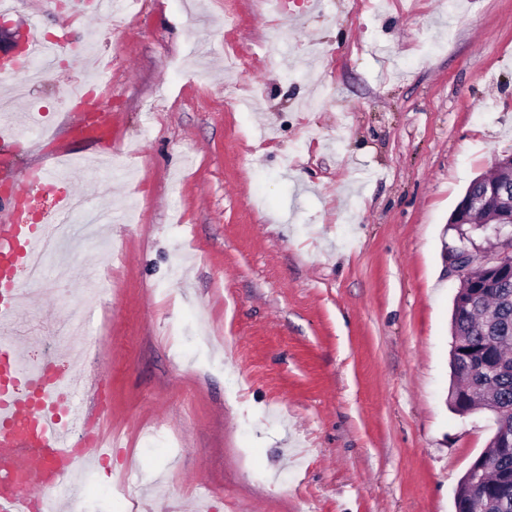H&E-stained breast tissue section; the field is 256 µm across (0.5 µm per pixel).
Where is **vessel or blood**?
<instances>
[{"instance_id": "vessel-or-blood-1", "label": "vessel or blood", "mask_w": 512, "mask_h": 512, "mask_svg": "<svg viewBox=\"0 0 512 512\" xmlns=\"http://www.w3.org/2000/svg\"><path fill=\"white\" fill-rule=\"evenodd\" d=\"M39 21L26 24V51L49 65L56 47L37 36ZM117 117L99 104L96 119L78 118L70 136L96 141L114 139ZM52 136L43 112L29 110L23 121L0 119V176L13 186L14 199L51 187L69 178L73 165L51 164L17 176L14 157L30 129ZM61 233L56 222L30 223L25 211L9 207L0 217V512H67L76 483L92 461L106 459L96 425L98 410L85 409L88 400H100L102 375L86 379L60 370V361L84 354L85 338L73 330L60 353L28 361L20 351L18 327L29 294L16 276L19 265L45 257Z\"/></svg>"}]
</instances>
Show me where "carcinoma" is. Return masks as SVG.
<instances>
[{
	"instance_id": "cac0c4a2",
	"label": "carcinoma",
	"mask_w": 512,
	"mask_h": 512,
	"mask_svg": "<svg viewBox=\"0 0 512 512\" xmlns=\"http://www.w3.org/2000/svg\"><path fill=\"white\" fill-rule=\"evenodd\" d=\"M452 310V338L467 340L459 357L451 353L458 383L449 389L451 409L464 415L476 406L492 405L497 419L512 428V280L494 291L471 297L457 288ZM484 472L462 476L457 484L466 512H512V449L481 459Z\"/></svg>"
}]
</instances>
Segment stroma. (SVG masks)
Wrapping results in <instances>:
<instances>
[{"mask_svg":"<svg viewBox=\"0 0 512 512\" xmlns=\"http://www.w3.org/2000/svg\"><path fill=\"white\" fill-rule=\"evenodd\" d=\"M95 26L123 143L100 176L132 215L46 287L124 445L72 512H454L497 424L448 404L449 219L512 153V0H140ZM71 71L28 97L61 131Z\"/></svg>","mask_w":512,"mask_h":512,"instance_id":"obj_1","label":"stroma"}]
</instances>
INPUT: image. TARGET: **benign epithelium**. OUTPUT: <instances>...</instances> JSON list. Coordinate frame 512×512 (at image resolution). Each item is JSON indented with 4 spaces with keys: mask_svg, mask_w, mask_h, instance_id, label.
<instances>
[{
    "mask_svg": "<svg viewBox=\"0 0 512 512\" xmlns=\"http://www.w3.org/2000/svg\"><path fill=\"white\" fill-rule=\"evenodd\" d=\"M482 211L491 212L490 223L495 246L480 260L486 269L487 277L472 282L477 294L493 287L495 282L512 276V198H503L498 186H491L488 193L465 194L449 223L458 226L470 224L473 216ZM475 249L477 246L474 241L468 242L463 239L459 246L449 251L448 259L457 273H464L473 263Z\"/></svg>",
    "mask_w": 512,
    "mask_h": 512,
    "instance_id": "1",
    "label": "benign epithelium"
}]
</instances>
